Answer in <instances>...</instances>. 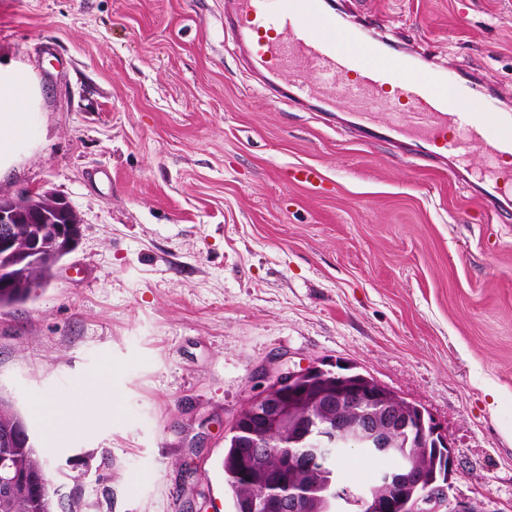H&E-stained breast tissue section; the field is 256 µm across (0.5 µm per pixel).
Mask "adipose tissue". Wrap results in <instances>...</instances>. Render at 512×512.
I'll return each mask as SVG.
<instances>
[{
    "label": "adipose tissue",
    "instance_id": "obj_1",
    "mask_svg": "<svg viewBox=\"0 0 512 512\" xmlns=\"http://www.w3.org/2000/svg\"><path fill=\"white\" fill-rule=\"evenodd\" d=\"M37 96L29 71L0 67V168L11 162L15 147L24 135L23 124L28 121Z\"/></svg>",
    "mask_w": 512,
    "mask_h": 512
}]
</instances>
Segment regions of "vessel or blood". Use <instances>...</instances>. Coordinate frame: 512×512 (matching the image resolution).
<instances>
[{
	"label": "vessel or blood",
	"instance_id": "1",
	"mask_svg": "<svg viewBox=\"0 0 512 512\" xmlns=\"http://www.w3.org/2000/svg\"><path fill=\"white\" fill-rule=\"evenodd\" d=\"M224 34L273 103L324 113L330 125L352 127L365 141L399 148L412 139L419 159L468 182L486 212L512 216V113L499 111L492 95L486 111L461 108L480 88L478 78L459 83L436 62L383 52L338 17L335 0H224ZM340 99L343 116L335 111ZM476 151L479 178L456 165Z\"/></svg>",
	"mask_w": 512,
	"mask_h": 512
}]
</instances>
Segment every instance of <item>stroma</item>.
Masks as SVG:
<instances>
[{
  "label": "stroma",
  "mask_w": 512,
  "mask_h": 512,
  "mask_svg": "<svg viewBox=\"0 0 512 512\" xmlns=\"http://www.w3.org/2000/svg\"><path fill=\"white\" fill-rule=\"evenodd\" d=\"M340 4L512 113V0ZM10 63L39 102L0 195L56 193L82 227L0 309V396L77 512H233L224 436L277 359L371 375L447 435L449 500L512 512V222L254 91L224 0H0ZM101 384L108 411L85 400ZM49 399L62 429L35 415Z\"/></svg>",
  "instance_id": "stroma-1"
}]
</instances>
